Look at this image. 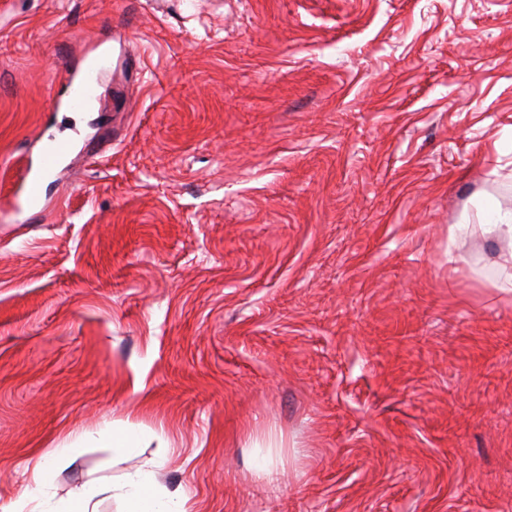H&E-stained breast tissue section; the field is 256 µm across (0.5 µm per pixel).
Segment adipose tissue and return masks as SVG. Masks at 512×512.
<instances>
[{"instance_id": "obj_1", "label": "adipose tissue", "mask_w": 512, "mask_h": 512, "mask_svg": "<svg viewBox=\"0 0 512 512\" xmlns=\"http://www.w3.org/2000/svg\"><path fill=\"white\" fill-rule=\"evenodd\" d=\"M111 491L126 500L128 512H188L186 498L160 489L150 471L131 475L113 490L97 484L82 487L60 502L43 506L41 512H97L98 498Z\"/></svg>"}]
</instances>
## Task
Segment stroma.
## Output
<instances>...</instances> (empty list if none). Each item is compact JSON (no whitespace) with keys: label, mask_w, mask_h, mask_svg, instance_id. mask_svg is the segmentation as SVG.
Segmentation results:
<instances>
[{"label":"stroma","mask_w":512,"mask_h":512,"mask_svg":"<svg viewBox=\"0 0 512 512\" xmlns=\"http://www.w3.org/2000/svg\"><path fill=\"white\" fill-rule=\"evenodd\" d=\"M43 132L76 146L31 223ZM487 196L512 0H0V512L71 432L56 501L147 469L190 512H512ZM96 93V77L94 71L85 72L75 82V76L69 78L67 105L69 108H86ZM107 439L112 445V452L119 456L129 455L138 447L139 431L133 425H126L106 431Z\"/></svg>","instance_id":"35a3bbf8"}]
</instances>
